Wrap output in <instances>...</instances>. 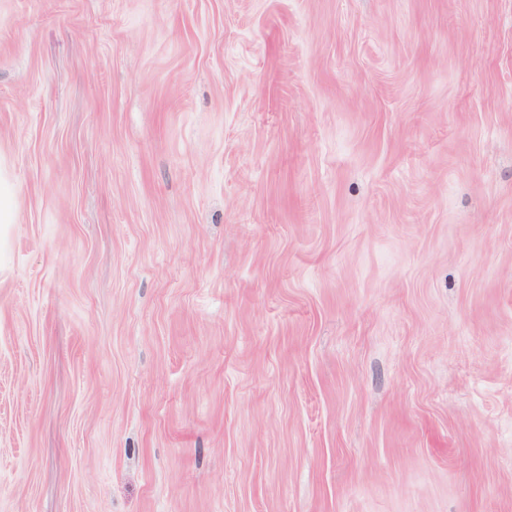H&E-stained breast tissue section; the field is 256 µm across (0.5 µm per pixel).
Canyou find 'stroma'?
<instances>
[{
	"label": "stroma",
	"instance_id": "35a3bbf8",
	"mask_svg": "<svg viewBox=\"0 0 512 512\" xmlns=\"http://www.w3.org/2000/svg\"><path fill=\"white\" fill-rule=\"evenodd\" d=\"M0 512H512V0H0Z\"/></svg>",
	"mask_w": 512,
	"mask_h": 512
}]
</instances>
